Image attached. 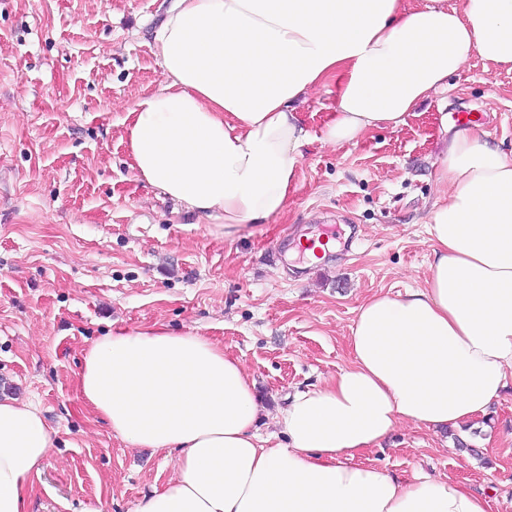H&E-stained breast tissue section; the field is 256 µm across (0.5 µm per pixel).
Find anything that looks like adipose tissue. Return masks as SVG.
<instances>
[{
    "mask_svg": "<svg viewBox=\"0 0 512 512\" xmlns=\"http://www.w3.org/2000/svg\"><path fill=\"white\" fill-rule=\"evenodd\" d=\"M153 41L163 79L128 110L129 166L231 236L286 210L312 139L405 124L472 55L512 71V0H168ZM331 83L311 135L296 104ZM437 181L425 287L359 306L350 365L292 397L286 444L261 445L255 384L207 337L157 324L89 346L85 403L127 444L177 456L137 512H488L456 479L359 461L400 423L437 433L486 414L512 380V158L461 129ZM52 447L36 405L0 397V512H26Z\"/></svg>",
    "mask_w": 512,
    "mask_h": 512,
    "instance_id": "adipose-tissue-1",
    "label": "adipose tissue"
}]
</instances>
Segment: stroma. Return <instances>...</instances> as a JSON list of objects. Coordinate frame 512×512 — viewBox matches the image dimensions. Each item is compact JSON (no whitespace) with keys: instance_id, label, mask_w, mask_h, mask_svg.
Here are the masks:
<instances>
[{"instance_id":"obj_1","label":"stroma","mask_w":512,"mask_h":512,"mask_svg":"<svg viewBox=\"0 0 512 512\" xmlns=\"http://www.w3.org/2000/svg\"><path fill=\"white\" fill-rule=\"evenodd\" d=\"M163 13L162 0H0V395L37 405L55 441L27 512H135L175 474L83 401L94 340L163 324L221 343L256 383L260 437L284 442L276 416L347 367L360 304L426 285L441 114L470 113L512 157V72L475 55L406 125L307 146L281 215L230 238L220 220L190 223L137 180L123 143L128 107L162 79ZM302 234L339 249L308 263ZM360 461L455 478L512 512V384L482 425L403 423Z\"/></svg>"}]
</instances>
